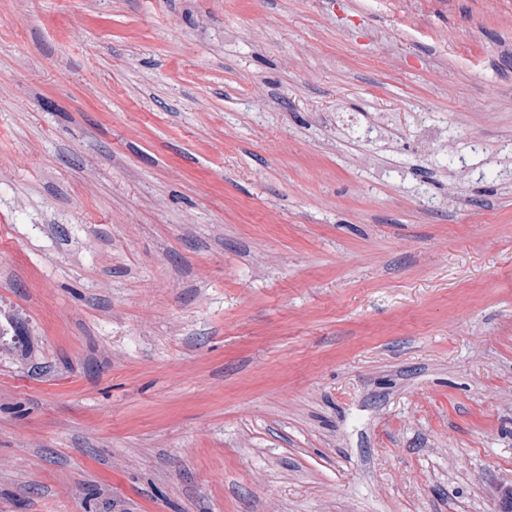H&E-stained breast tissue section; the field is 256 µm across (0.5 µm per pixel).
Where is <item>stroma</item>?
Instances as JSON below:
<instances>
[{
	"label": "stroma",
	"instance_id": "obj_1",
	"mask_svg": "<svg viewBox=\"0 0 512 512\" xmlns=\"http://www.w3.org/2000/svg\"><path fill=\"white\" fill-rule=\"evenodd\" d=\"M0 512H502L512 0H0Z\"/></svg>",
	"mask_w": 512,
	"mask_h": 512
}]
</instances>
